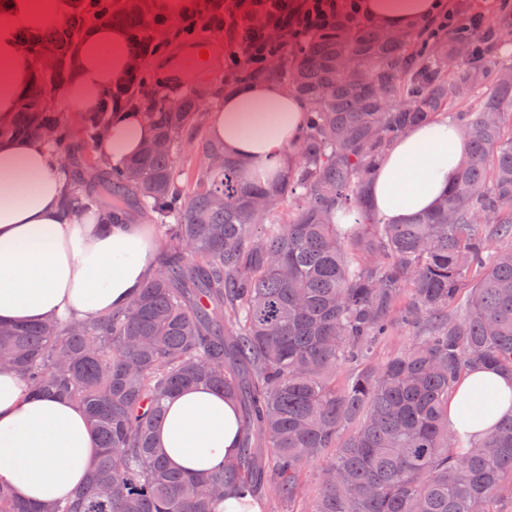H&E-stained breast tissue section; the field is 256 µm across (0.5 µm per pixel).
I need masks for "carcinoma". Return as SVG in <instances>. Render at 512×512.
<instances>
[{"label":"carcinoma","mask_w":512,"mask_h":512,"mask_svg":"<svg viewBox=\"0 0 512 512\" xmlns=\"http://www.w3.org/2000/svg\"><path fill=\"white\" fill-rule=\"evenodd\" d=\"M150 19L149 0H74L58 28L24 41L57 68H33L0 137L35 136L67 160L100 150L118 102L141 111L168 148L121 167L96 157L65 206L116 224L136 201L166 245L124 310L0 326V365L75 402L101 448L72 500L35 505L0 484V512H217L229 495L271 493L304 504L297 512H497L512 500V416L480 442L448 429L464 373L512 375V66L490 56L493 32L471 19L461 34L420 23L393 38L350 16L312 31L265 70L308 104L295 168L247 185L237 161L211 164L223 151L201 137L188 192L178 147L185 131L202 134L200 93L168 89L147 59L224 33V0L153 33ZM98 22L127 28L132 68L79 113L76 133L55 93ZM251 78L224 68L228 86ZM479 89L477 108L452 117L466 148L447 196L410 224L379 222L365 189L390 143ZM340 213L359 222L343 230ZM401 328L418 341L373 362L374 344ZM199 384L236 401L238 454L210 473L173 471L153 433L166 401ZM319 462L309 499L303 474Z\"/></svg>","instance_id":"cac0c4a2"}]
</instances>
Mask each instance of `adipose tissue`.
Here are the masks:
<instances>
[{
  "label": "adipose tissue",
  "instance_id": "obj_1",
  "mask_svg": "<svg viewBox=\"0 0 512 512\" xmlns=\"http://www.w3.org/2000/svg\"><path fill=\"white\" fill-rule=\"evenodd\" d=\"M439 0H361L364 16L392 31L431 17ZM69 0H0V117H10L32 79L20 50L24 35L58 26ZM129 35L100 23L77 44L63 98L78 112L129 68ZM304 101L273 81L225 96L210 115L208 135L237 160L245 182H269L290 169L305 131ZM153 136L136 111L118 113L102 145L112 165L140 152ZM465 152L447 118L409 127L389 147L368 188L380 222L406 224L433 210L454 183ZM63 165L35 137L0 140V323L85 320L125 308L153 277L157 243L141 224H102L64 205ZM484 392L487 411L465 418L462 404ZM512 416V378L488 369L465 373L448 396V427L479 439ZM232 399L205 385L175 394L154 431V446L185 473L221 468L237 452ZM99 454L84 411L68 398L33 394L17 372L0 369V483L33 502L80 489Z\"/></svg>",
  "mask_w": 512,
  "mask_h": 512
}]
</instances>
